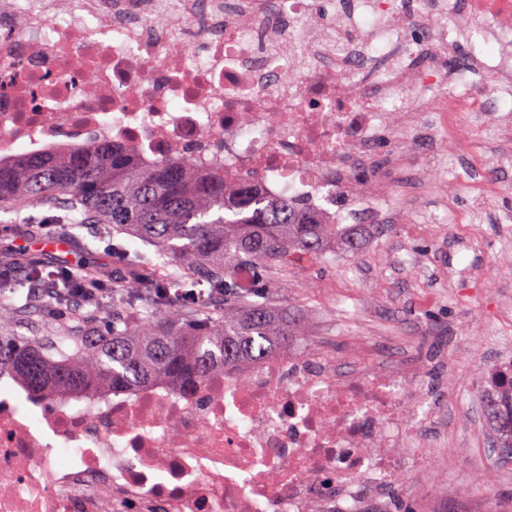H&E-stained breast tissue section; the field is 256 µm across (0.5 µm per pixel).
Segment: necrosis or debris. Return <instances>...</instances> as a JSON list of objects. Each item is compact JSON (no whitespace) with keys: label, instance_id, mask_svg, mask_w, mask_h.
<instances>
[{"label":"necrosis or debris","instance_id":"4bbe7bcc","mask_svg":"<svg viewBox=\"0 0 512 512\" xmlns=\"http://www.w3.org/2000/svg\"><path fill=\"white\" fill-rule=\"evenodd\" d=\"M496 14L497 62L451 31ZM434 66L412 68L413 29ZM462 86L414 103L412 89ZM512 97V0H0V157L66 141L192 160L336 224L386 213L385 175L354 171L378 129L402 174L412 133L496 198L495 167L443 146L468 104ZM346 199L337 209L335 195ZM430 396L404 357L292 347L194 385L27 397L0 390V512H362L429 465Z\"/></svg>","mask_w":512,"mask_h":512}]
</instances>
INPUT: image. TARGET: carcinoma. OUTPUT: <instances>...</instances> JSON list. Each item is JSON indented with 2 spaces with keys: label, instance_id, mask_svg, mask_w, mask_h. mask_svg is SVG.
Returning <instances> with one entry per match:
<instances>
[{
  "label": "carcinoma",
  "instance_id": "obj_1",
  "mask_svg": "<svg viewBox=\"0 0 512 512\" xmlns=\"http://www.w3.org/2000/svg\"><path fill=\"white\" fill-rule=\"evenodd\" d=\"M50 206L113 224L154 246V257L129 258L127 298L148 297L134 321L112 311L106 335L45 328L42 338L19 330L35 323L0 300V374L34 394L122 390L157 379L193 384L232 364L258 361L304 336L301 318L272 312L269 294L245 286L240 268L276 270L294 255L322 257L341 243L352 250L363 224H329L308 204L265 200L247 179L224 182L190 161L146 163L126 147L98 141L59 144L43 152L0 157V203ZM29 281H52L60 299L72 281L28 268ZM203 278L223 299L214 312L180 304L182 280ZM496 445L512 448V393L500 398Z\"/></svg>",
  "mask_w": 512,
  "mask_h": 512
}]
</instances>
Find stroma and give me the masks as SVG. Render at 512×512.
<instances>
[{
  "label": "stroma",
  "instance_id": "stroma-1",
  "mask_svg": "<svg viewBox=\"0 0 512 512\" xmlns=\"http://www.w3.org/2000/svg\"><path fill=\"white\" fill-rule=\"evenodd\" d=\"M470 190L453 170L433 173L428 190L400 224H375L356 254L331 251L311 260L292 258L278 272H255L280 309L300 313L305 339L336 348L373 340V354L398 355L399 338L411 341L436 406L437 428L455 427L460 443L440 449L429 467L408 469L384 495L386 512H512V462L493 459L479 418L452 419L447 402L463 407L486 371L512 362V241L486 221L474 249L462 250L458 218L472 205ZM68 241L64 251L40 248L45 236ZM138 238L108 224H74L59 209L0 207V260L18 259L54 269L106 268L113 253L146 251Z\"/></svg>",
  "mask_w": 512,
  "mask_h": 512
}]
</instances>
